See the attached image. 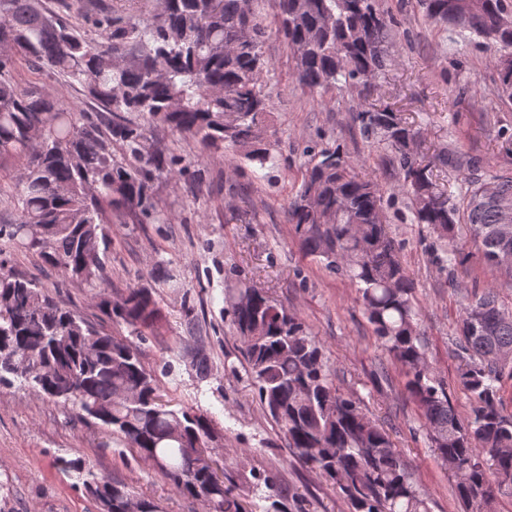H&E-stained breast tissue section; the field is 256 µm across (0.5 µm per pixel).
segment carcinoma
Listing matches in <instances>:
<instances>
[{"label":"carcinoma","mask_w":512,"mask_h":512,"mask_svg":"<svg viewBox=\"0 0 512 512\" xmlns=\"http://www.w3.org/2000/svg\"><path fill=\"white\" fill-rule=\"evenodd\" d=\"M427 20L468 31L493 51L498 92L512 100V14L504 0H421ZM270 17L253 0H160L144 19L131 8L95 19L94 42L43 0H0V159L22 163L15 186L18 217L0 224V385H19L99 426L162 473L206 512H245L241 488L265 489V512H287L301 497L269 470L219 471L213 449L223 435L193 404L171 407L156 371L136 344L96 329L58 305L45 287L8 269L20 251L70 282L105 280L114 216L160 224L155 181L196 180L185 158L149 143L160 127L202 151L237 153L255 174L276 167L265 137L271 114L261 76L271 35L288 44L298 83L323 95L367 90L389 61L391 21L378 0H278ZM35 80L21 86V72ZM61 78L78 85L97 111L77 113L40 86ZM361 134L391 150L415 223L440 243L437 260L453 264L455 229L470 225L483 260L512 278V172L471 182L463 202L442 190L414 151L418 137L387 106L357 108ZM383 189L362 180L340 146L314 154L287 218L304 256L345 277L357 291L380 347L405 374L435 459L457 479L464 512H497L512 498V414L504 413L503 378L512 379V310L493 289L467 300L459 324V384L471 400L461 418L444 382L431 371L418 322L414 284L381 217ZM243 366L264 413L295 459L325 477L349 512H430L400 451L360 401L336 387L325 354L305 323L268 293L227 285ZM98 307L131 335L158 328L152 285L119 300L97 294ZM60 470L97 512H159L154 499L124 480L98 473L84 457Z\"/></svg>","instance_id":"obj_1"}]
</instances>
